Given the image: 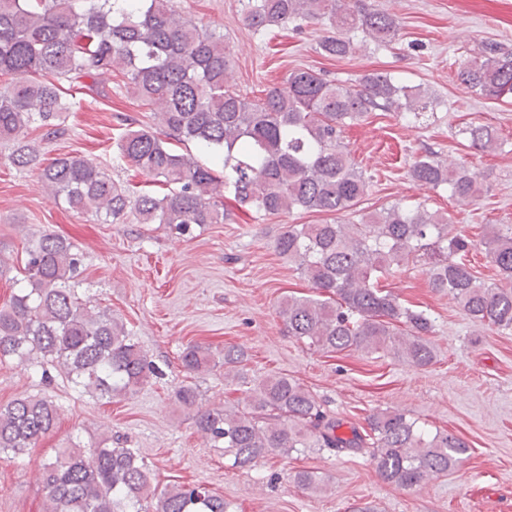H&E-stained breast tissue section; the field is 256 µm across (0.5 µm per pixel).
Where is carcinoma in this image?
Masks as SVG:
<instances>
[{"label":"carcinoma","instance_id":"1","mask_svg":"<svg viewBox=\"0 0 512 512\" xmlns=\"http://www.w3.org/2000/svg\"><path fill=\"white\" fill-rule=\"evenodd\" d=\"M327 20L335 32L319 47L329 57L355 50L360 32L390 43L394 15L368 0H246L245 22L254 30L291 21ZM232 60L224 35L177 12L170 0H0V142L12 144L8 161L18 169L38 165L26 135L53 141L68 133L70 111L61 83L115 76L154 125L125 124L117 157L169 186L158 197L136 193L79 154L40 169L39 179L65 208L104 224L132 215L140 224H222L230 219L224 198L267 215L302 208L318 213L353 211L369 179L355 166L342 132L374 110L399 112L417 124L436 102L418 86L388 72H370L357 83L328 81L308 68L288 74L280 86L253 100L231 84ZM53 76L41 81L43 75ZM456 79L477 96L512 99V50L482 44ZM471 146L497 150L502 141L486 124L459 130ZM193 143L210 157L203 165L177 153L169 141ZM409 175L420 186L444 187L459 202L482 192L465 167H450L428 153ZM501 276L478 280L466 259L472 243L451 231L450 217L396 202L350 224H288L275 251L296 265L314 294H290L278 314L288 335L326 353L384 352L416 367L435 359L428 336L434 319L380 289L411 257L428 256L430 287L450 296L465 315L497 330L512 331V225L494 224L483 239ZM19 285L0 307V363L50 366L81 392L112 401L137 393L156 374L147 351L126 325L83 299L76 277L84 255L70 239L42 232L28 241ZM246 353L190 344L180 356L189 375L224 367L245 394L244 407L202 409L199 386L176 391L198 432L224 449L233 466L246 468L269 454L311 448L340 454L370 451L386 482L414 490L448 473L468 452L461 437L426 425L399 410L377 411L367 427L348 426L323 409L298 380L286 375L256 379L242 368ZM56 404L27 396L0 406V453L18 456L54 427ZM112 438L88 450H60L43 464L45 512H230L224 497L200 484H153L152 469L136 448H114ZM296 486L326 489L325 478L298 470Z\"/></svg>","mask_w":512,"mask_h":512}]
</instances>
